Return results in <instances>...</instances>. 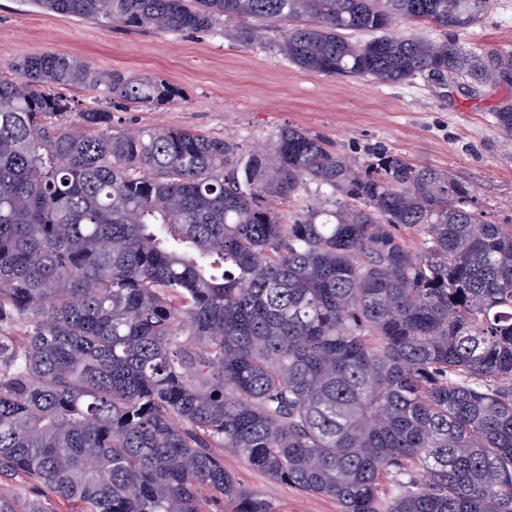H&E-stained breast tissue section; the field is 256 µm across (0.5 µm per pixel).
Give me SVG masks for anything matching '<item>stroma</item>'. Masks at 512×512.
<instances>
[{
	"label": "stroma",
	"instance_id": "stroma-1",
	"mask_svg": "<svg viewBox=\"0 0 512 512\" xmlns=\"http://www.w3.org/2000/svg\"><path fill=\"white\" fill-rule=\"evenodd\" d=\"M458 39L486 58L512 52V0H491ZM51 52L179 89L178 98L158 107H113L115 128H185L233 138L247 152L294 126L328 139L358 170L373 152L386 151L447 171L468 185L489 221L512 224V136L494 118L512 104V83L451 76L382 85L332 77L300 70L275 49L242 45L228 33L113 28L32 0H0V73ZM224 463L280 512H340L336 500L272 481L233 455Z\"/></svg>",
	"mask_w": 512,
	"mask_h": 512
}]
</instances>
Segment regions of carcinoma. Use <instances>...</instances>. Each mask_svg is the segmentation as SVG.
Here are the masks:
<instances>
[{
	"mask_svg": "<svg viewBox=\"0 0 512 512\" xmlns=\"http://www.w3.org/2000/svg\"><path fill=\"white\" fill-rule=\"evenodd\" d=\"M108 25L224 31L298 68L512 81L452 39L490 0H40ZM352 32L368 38L355 40ZM0 74V512H280L222 448L341 512H512V225L449 172L352 170L285 126L268 150L112 129L162 79L64 54ZM89 89L76 109L53 88ZM77 112L78 119L70 120ZM311 184L340 199L314 207ZM295 205L287 219L265 205Z\"/></svg>",
	"mask_w": 512,
	"mask_h": 512,
	"instance_id": "obj_1",
	"label": "carcinoma"
}]
</instances>
